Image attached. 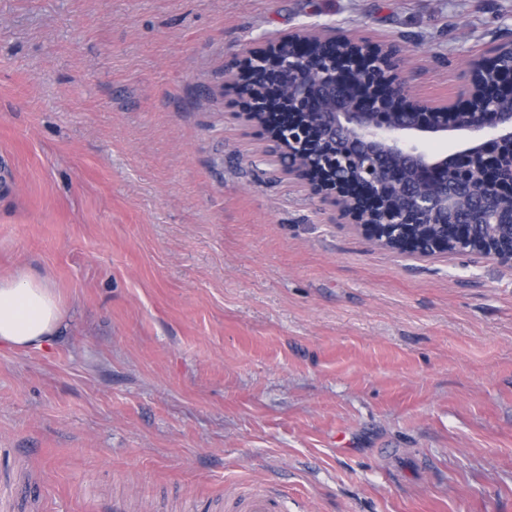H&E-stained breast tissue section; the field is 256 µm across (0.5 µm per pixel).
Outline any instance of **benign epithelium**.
I'll return each mask as SVG.
<instances>
[{"instance_id":"obj_1","label":"benign epithelium","mask_w":512,"mask_h":512,"mask_svg":"<svg viewBox=\"0 0 512 512\" xmlns=\"http://www.w3.org/2000/svg\"><path fill=\"white\" fill-rule=\"evenodd\" d=\"M315 32L283 37L249 52L233 79L263 73L261 93L239 96L245 122L260 128L276 157L288 156V173L310 176L312 190L331 195L350 223L382 248L418 257L470 252L476 224L500 223L496 203L512 199V45L468 66L460 99L434 106L408 94L398 70L402 51L369 48L331 33L315 49ZM470 119L460 122L457 114ZM455 137L462 150L451 155L428 145ZM480 180L490 196L473 205L465 188ZM412 207L399 210V196ZM418 224L451 225L453 237L437 233L421 241ZM482 256L512 264V248L489 235Z\"/></svg>"}]
</instances>
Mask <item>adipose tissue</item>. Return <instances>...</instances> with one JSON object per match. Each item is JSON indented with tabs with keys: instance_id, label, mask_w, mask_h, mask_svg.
<instances>
[{
	"instance_id": "obj_1",
	"label": "adipose tissue",
	"mask_w": 512,
	"mask_h": 512,
	"mask_svg": "<svg viewBox=\"0 0 512 512\" xmlns=\"http://www.w3.org/2000/svg\"><path fill=\"white\" fill-rule=\"evenodd\" d=\"M61 303L43 278H0V346L40 348L52 344L63 324Z\"/></svg>"
}]
</instances>
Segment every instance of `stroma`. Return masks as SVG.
<instances>
[{
  "instance_id": "stroma-1",
  "label": "stroma",
  "mask_w": 512,
  "mask_h": 512,
  "mask_svg": "<svg viewBox=\"0 0 512 512\" xmlns=\"http://www.w3.org/2000/svg\"><path fill=\"white\" fill-rule=\"evenodd\" d=\"M319 29L449 103L512 0H0V276L65 314L0 346L7 512H512V267L378 247L237 116Z\"/></svg>"
}]
</instances>
